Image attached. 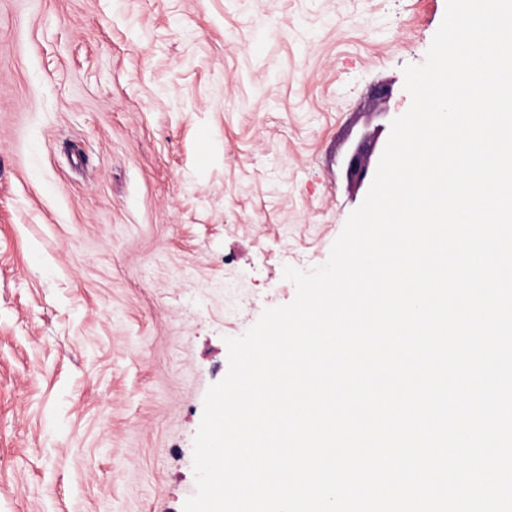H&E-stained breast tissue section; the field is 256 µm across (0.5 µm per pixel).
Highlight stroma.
I'll return each instance as SVG.
<instances>
[{
	"instance_id": "obj_1",
	"label": "stroma",
	"mask_w": 512,
	"mask_h": 512,
	"mask_svg": "<svg viewBox=\"0 0 512 512\" xmlns=\"http://www.w3.org/2000/svg\"><path fill=\"white\" fill-rule=\"evenodd\" d=\"M445 9L0 0V512H183L226 338L327 261Z\"/></svg>"
}]
</instances>
